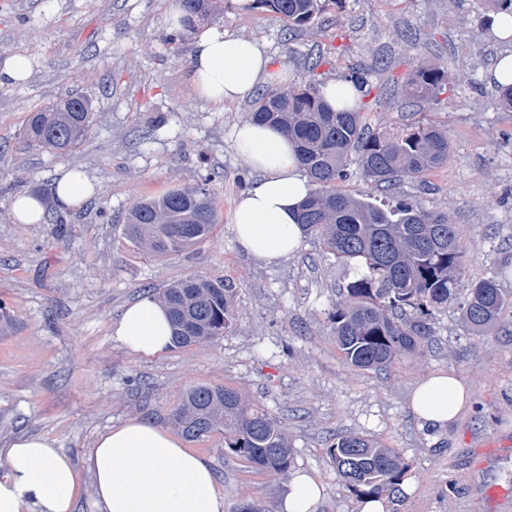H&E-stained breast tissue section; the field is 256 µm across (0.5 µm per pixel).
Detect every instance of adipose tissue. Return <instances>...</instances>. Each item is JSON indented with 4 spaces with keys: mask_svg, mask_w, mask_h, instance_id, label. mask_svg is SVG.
Masks as SVG:
<instances>
[{
    "mask_svg": "<svg viewBox=\"0 0 512 512\" xmlns=\"http://www.w3.org/2000/svg\"><path fill=\"white\" fill-rule=\"evenodd\" d=\"M270 57L244 37L207 28L194 37L191 80L209 101L249 98L260 78L279 82ZM239 153L259 171V181L238 200L232 224L245 252L267 262L299 246L298 212L312 190L293 144L276 127L252 121L235 130ZM129 352L162 353L171 344L166 306L150 294L129 304L112 324ZM469 388L445 373L428 377L411 396V409L426 426L445 427L469 406ZM0 512H74L82 472H90L95 512H224V493L212 468L183 448L179 437L132 417L100 433L86 468L54 439L22 435L0 441ZM322 485L298 473L278 503V512H318Z\"/></svg>",
    "mask_w": 512,
    "mask_h": 512,
    "instance_id": "ef3b65f1",
    "label": "adipose tissue"
}]
</instances>
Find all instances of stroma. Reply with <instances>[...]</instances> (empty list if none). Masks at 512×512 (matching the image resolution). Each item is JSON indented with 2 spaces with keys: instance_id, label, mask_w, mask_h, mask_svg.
<instances>
[{
  "instance_id": "35a3bbf8",
  "label": "stroma",
  "mask_w": 512,
  "mask_h": 512,
  "mask_svg": "<svg viewBox=\"0 0 512 512\" xmlns=\"http://www.w3.org/2000/svg\"><path fill=\"white\" fill-rule=\"evenodd\" d=\"M174 0H0V61L22 53L34 71L0 85V303L13 318L0 331V440L44 435L83 460L97 435L130 417L173 429L185 389L235 390L277 420L291 446L288 474L257 470L212 433L184 446L213 469L224 512L246 502L277 512L297 472L325 488L319 512H360L328 449L342 435L378 440L402 457L412 494L387 512H512V308L487 334L472 331L459 305L436 312L434 334L381 370L349 366L329 313L352 278L302 238L290 257L265 262L239 246L232 215L259 180L235 147L234 131L254 98L218 106L190 78L194 36L172 37ZM486 0H328L311 25L291 29L277 14L222 0L203 27L256 41L290 85L364 70L370 93L359 110L367 130L396 132L420 122L447 134L446 166L383 189L358 167L343 183L369 201L402 197L455 224L466 258L459 297L486 278L512 295V111L487 75L506 51L492 33ZM424 62L449 76L427 101L403 80ZM68 95L92 101L91 130L56 155L31 145L32 112ZM77 168L96 192L72 208L55 200L61 169ZM221 177L218 224L207 240L158 258L123 234L139 198ZM40 196L46 222L15 223L12 199ZM224 280L236 320L224 336L154 356L128 353L112 335L123 309L172 282ZM455 375L473 398L442 428L421 424L414 387L436 372Z\"/></svg>"
}]
</instances>
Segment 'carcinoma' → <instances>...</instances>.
I'll use <instances>...</instances> for the list:
<instances>
[{"label":"carcinoma","mask_w":512,"mask_h":512,"mask_svg":"<svg viewBox=\"0 0 512 512\" xmlns=\"http://www.w3.org/2000/svg\"><path fill=\"white\" fill-rule=\"evenodd\" d=\"M328 0H258L293 27L313 23ZM217 0H176L185 31L205 19ZM445 71L419 64L407 74L405 93L412 99L438 95ZM91 104L83 97L62 98L31 113L23 133L33 145L58 155L76 149L91 128ZM253 122L279 128L297 148L313 190L298 213L301 233L321 241L326 253L353 269L344 298L330 313L336 345L345 361L359 369H380L412 352L433 336L432 315L455 299L456 275L465 255L448 214L428 211L410 199L380 205L345 193L356 157L363 177L390 187L403 177L421 176L448 161V138L431 125H413L398 133L365 132L358 111H334L311 85L269 87L249 114ZM209 177L192 190H172L135 201L123 234L158 257L183 252L207 239L218 223ZM234 289L222 280L186 278L170 284L162 302L176 331L173 345L224 335L232 327ZM512 295L493 278L469 290L460 304L463 320L484 332L500 320ZM174 421L191 440L224 434V447L254 467L285 474L290 448L277 421L243 403L222 386H194L182 394ZM273 448L271 456L263 449ZM332 466L359 498H395L402 493L406 467L400 455L377 441L350 434L329 448Z\"/></svg>","instance_id":"carcinoma-1"}]
</instances>
